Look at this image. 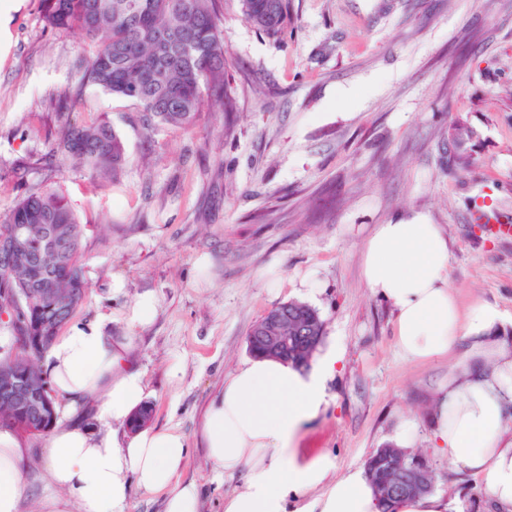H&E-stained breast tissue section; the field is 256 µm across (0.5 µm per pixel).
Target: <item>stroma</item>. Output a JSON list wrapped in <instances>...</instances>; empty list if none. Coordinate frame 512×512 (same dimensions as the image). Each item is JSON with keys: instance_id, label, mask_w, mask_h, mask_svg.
Masks as SVG:
<instances>
[{"instance_id": "1", "label": "stroma", "mask_w": 512, "mask_h": 512, "mask_svg": "<svg viewBox=\"0 0 512 512\" xmlns=\"http://www.w3.org/2000/svg\"><path fill=\"white\" fill-rule=\"evenodd\" d=\"M281 34L258 32L238 0H218L232 113L204 104L188 128L147 134L133 100L82 86L92 49L47 28L41 0L0 16V213L33 191L63 192L87 231L88 291L73 322L107 314L113 335L136 295L153 321L134 329L151 423L195 441L224 374L249 358L247 333L291 300L315 307L323 350L341 361L329 404L302 432L300 456L363 464L411 421L449 512H484L480 478L429 450V407L447 362H406L393 314L365 287L361 252L374 225L417 219L452 240L449 286L462 308L512 317V234L473 224L483 198L512 219V0H289ZM107 122L126 160L116 182L49 163L65 121ZM474 131L458 166L451 127ZM184 478L224 512L236 483L191 450Z\"/></svg>"}]
</instances>
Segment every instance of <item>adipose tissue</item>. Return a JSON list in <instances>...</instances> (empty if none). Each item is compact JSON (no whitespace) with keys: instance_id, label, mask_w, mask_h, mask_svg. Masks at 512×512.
Instances as JSON below:
<instances>
[{"instance_id":"ef3b65f1","label":"adipose tissue","mask_w":512,"mask_h":512,"mask_svg":"<svg viewBox=\"0 0 512 512\" xmlns=\"http://www.w3.org/2000/svg\"><path fill=\"white\" fill-rule=\"evenodd\" d=\"M450 249L443 225L378 224L361 277L391 308L405 360L448 363L429 416L435 452L482 478L488 512H512V322L489 305L461 309L448 286ZM132 348L96 321L70 326L48 349L41 370L60 404L46 448L54 493L36 512H126L137 489L163 494L164 512H202L200 486L182 477L186 436L173 426L128 429L146 397ZM340 359L335 351L304 369L254 356L225 375L199 430L205 462L241 480L224 512H379L363 467L340 474L330 455L298 460V436L326 408ZM31 465L30 449L0 429V512H20Z\"/></svg>"}]
</instances>
